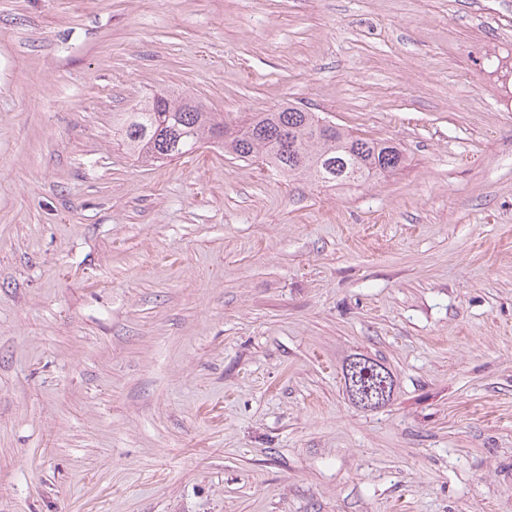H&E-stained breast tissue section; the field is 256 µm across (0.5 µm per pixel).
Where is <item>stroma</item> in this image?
<instances>
[{
  "instance_id": "stroma-1",
  "label": "stroma",
  "mask_w": 512,
  "mask_h": 512,
  "mask_svg": "<svg viewBox=\"0 0 512 512\" xmlns=\"http://www.w3.org/2000/svg\"><path fill=\"white\" fill-rule=\"evenodd\" d=\"M500 65L512 0H0V512H512ZM173 89L407 163L141 166L112 117ZM356 378L354 379V384L351 388V392L353 397L358 402V405L364 409H373L378 405L382 404L383 400L386 399L388 393V384L386 379L382 382L381 386L378 387L377 391L373 393V390L359 387L360 384L356 383Z\"/></svg>"
}]
</instances>
